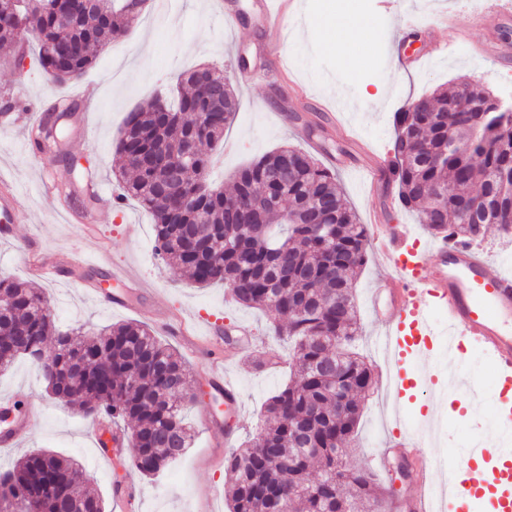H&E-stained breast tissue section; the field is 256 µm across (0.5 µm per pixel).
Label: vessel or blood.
<instances>
[{
	"label": "vessel or blood",
	"mask_w": 512,
	"mask_h": 512,
	"mask_svg": "<svg viewBox=\"0 0 512 512\" xmlns=\"http://www.w3.org/2000/svg\"><path fill=\"white\" fill-rule=\"evenodd\" d=\"M262 13L273 35L265 45L268 56L278 57L285 38L284 15L294 13V0H260ZM29 219L16 197L0 191V222L22 224ZM411 234L406 224H373L371 245L379 263L391 270L368 297L370 307L389 298L395 316L384 318L385 351L406 356L414 350L442 347L446 356L449 386H456L457 362L465 346L489 356L495 368L500 401L501 428L512 430V273L464 244L439 241L414 257L403 247ZM445 315L440 325L431 322L432 311ZM208 384L222 397L228 413H236L238 393L224 379V362L212 361ZM421 435L404 432L386 447L377 449L386 460L389 448L409 456L423 447ZM449 504L470 507L488 503L492 512H512V448H495L480 441L458 455H448L426 464L412 488L409 512H432L435 493Z\"/></svg>",
	"instance_id": "1"
}]
</instances>
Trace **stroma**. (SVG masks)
Returning a JSON list of instances; mask_svg holds the SVG:
<instances>
[{
    "label": "stroma",
    "instance_id": "obj_1",
    "mask_svg": "<svg viewBox=\"0 0 512 512\" xmlns=\"http://www.w3.org/2000/svg\"><path fill=\"white\" fill-rule=\"evenodd\" d=\"M221 0H148L140 18L127 36L107 45L83 79L97 93L90 138L68 136L65 149L78 161L74 173H66L53 158L29 153L23 138L29 119L39 116L53 100L71 94V87H58L35 56H27L23 67H16L13 48L0 51V183L13 186L19 203L30 220L0 228V276L34 282L49 299L50 309L61 328L83 327L87 334L103 327L136 321L155 336L176 348L190 375L202 390L198 401L183 406L192 428V446L185 456L156 479H148L130 468L129 454L103 460L96 444L95 427L90 419L51 398L37 366L18 359L0 372V398H13L20 413L32 423L15 447L0 449V470L39 449H46L77 460L89 489L111 504L117 486L136 487L135 512H228L225 429H232L236 440H244L262 424L260 413L266 399L286 382L287 365L261 370L257 364L267 352L287 351V337L278 335L277 315L235 303L221 284L201 287L190 282L181 270L164 263L155 250L150 215L135 201L125 200L112 209L99 212L97 232L86 236L68 223L66 209L80 206L77 189L86 168L98 169L108 190H119V173L112 164L113 146L124 120L139 103L151 95L176 94L181 75L201 63L235 66L246 58L258 78L251 85L235 82L239 112L224 132L223 145L213 152L208 177L215 185L232 189V177L239 167L281 146L290 145L309 154L319 163H330L348 205L360 223L370 224L372 211L383 213L390 224L414 223V216L393 204L395 185L372 190L364 171L354 169L358 147L391 154L394 139L393 115L415 98L460 77L475 78L496 94H512V63L505 65L473 42L449 45L446 33L431 29L439 14L455 16L464 28L480 29L499 50L512 56V0H344L347 12L370 25L371 43L362 65L350 68L321 44L317 21L330 9L332 0H297L296 18L289 21L291 34L284 48L283 69H276L262 53L265 27L257 0H232L239 13L238 30L226 31L216 20ZM409 11L417 25L404 28L401 11ZM412 55L434 53L430 67L411 72L397 57L388 54L393 42ZM301 83L311 96L310 104L299 112H284L289 80ZM385 90L381 102L366 99L364 92L375 87ZM347 95L353 109L336 112L349 139H342L329 127L319 104H336ZM52 173L64 188L47 195L37 183L41 172ZM138 227L137 235L126 233L127 225ZM43 259L71 256L74 263L104 254L108 267L89 269V276L111 286V269L118 266L136 272L151 287L143 297V312L105 305L84 282L67 277L47 281L37 278L28 265L29 251ZM375 254H368L357 275L356 296L362 336L360 353L372 364L375 383L364 404L355 441L347 450L349 462L370 461L385 439L405 428L431 423L441 433L439 439H426L424 459L448 452H463L476 438L497 440V409L491 360L476 348L460 355L462 375L479 380L477 391L415 389L401 400L389 394L390 362L380 344V317L391 315L389 300L379 309L368 305V295L386 277ZM182 318L197 327L209 321L224 324L245 322L256 331L252 351L230 356L224 363V377L240 392L241 410L225 414L223 405L212 402L205 385L206 364L196 349L178 337L167 335L164 318ZM481 418L472 424L468 411Z\"/></svg>",
    "mask_w": 512,
    "mask_h": 512
}]
</instances>
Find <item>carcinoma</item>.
Returning a JSON list of instances; mask_svg holds the SVG:
<instances>
[{
  "instance_id": "obj_1",
  "label": "carcinoma",
  "mask_w": 512,
  "mask_h": 512,
  "mask_svg": "<svg viewBox=\"0 0 512 512\" xmlns=\"http://www.w3.org/2000/svg\"><path fill=\"white\" fill-rule=\"evenodd\" d=\"M125 0H95L67 27L55 11L24 6L18 24L0 29V45L38 35V58L61 85L78 83L97 48L129 31ZM178 106L153 99L131 112L115 145L118 166L133 172L123 196L153 220L162 259L199 285L223 283L234 301L287 317L277 332L294 342L280 356L292 365L288 383L264 404L265 424L228 456L229 512H380L379 483L343 450L356 436L373 370L353 351L359 333L353 274L366 259L367 228L341 198L336 177L308 154L283 146L235 174L231 194L199 188L204 151L223 137L237 111L231 78L202 65L183 75ZM467 90L456 79L422 97L418 112L395 113L393 176L401 206L415 211L432 235L472 244L493 224L512 236V111L478 109L462 125L448 104ZM206 112V136L182 169L177 198L164 190L168 170L142 168L135 157L161 143L181 149ZM62 129L35 142L54 152ZM0 342L23 328L26 345H0V371L27 358L50 396L94 424L132 425L134 464L156 476L191 446L182 404L197 399L182 356L144 325L113 324L92 338L60 331L46 294L0 277ZM50 349L43 357L41 351ZM3 512H104L103 500L82 485L77 463L47 451L24 456L0 476Z\"/></svg>"
}]
</instances>
